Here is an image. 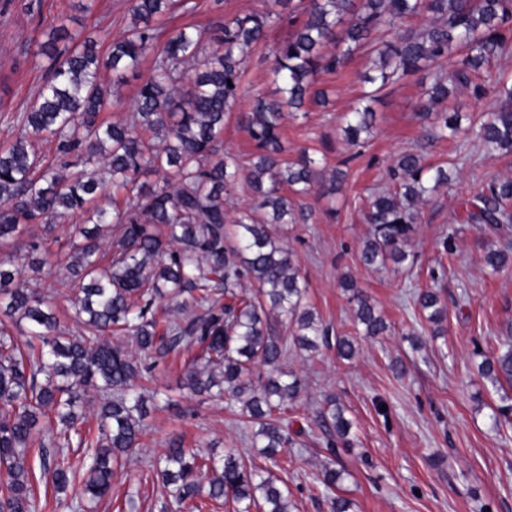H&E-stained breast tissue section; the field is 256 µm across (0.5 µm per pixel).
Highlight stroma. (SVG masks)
Here are the masks:
<instances>
[{"mask_svg":"<svg viewBox=\"0 0 512 512\" xmlns=\"http://www.w3.org/2000/svg\"><path fill=\"white\" fill-rule=\"evenodd\" d=\"M78 5V0H10L0 13V145L22 133L7 117L25 110L41 88L48 60L37 55V45L60 17H70L73 30H104L115 38L132 20L128 0H90L85 12ZM265 8L266 0H182L162 25L170 31L205 27ZM291 32L288 25L273 27L266 46L249 49L241 108H248L253 96H273L270 49ZM367 63L358 52L338 72L320 74L328 105H308L306 117L288 114L281 122L285 160L305 148L326 173H346L335 194L304 197L307 221L286 225L281 241L308 282V302L323 327L343 334L352 330V305L339 286L347 275L390 329L360 339L349 361L338 357L332 343L313 352L289 347L286 367L304 389L283 418L290 431L308 424L312 433L280 455L271 475L288 490L289 512H331L330 498L316 481L326 440L316 418L324 395L331 394L353 422L349 443L335 459L343 472L337 493L350 500V512H512V417L493 429L500 395L477 371L480 354H496L512 331V268L491 272L484 262L490 236L453 222L462 198L491 180L512 177V156L485 155L462 134L423 140L419 106L430 80L422 73L382 91L373 104L376 121L365 148L349 146L340 117L365 88ZM410 149L423 153L427 163L448 167L455 180L423 206L408 263L365 268L358 261L370 232L365 201L387 183L393 159ZM451 230L454 249L440 255L439 243ZM439 260L445 273L435 278L431 271ZM419 288L442 295L447 307L442 335L413 318L410 302ZM398 360L404 373L392 368ZM184 361L180 354L155 363L146 386L157 397L140 450L115 470L110 494L87 512H166L151 465L171 439L218 456L229 448L252 454L251 427L239 408L183 389Z\"/></svg>","mask_w":512,"mask_h":512,"instance_id":"stroma-1","label":"stroma"}]
</instances>
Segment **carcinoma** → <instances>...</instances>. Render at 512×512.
I'll list each match as a JSON object with an SVG mask.
<instances>
[{"mask_svg":"<svg viewBox=\"0 0 512 512\" xmlns=\"http://www.w3.org/2000/svg\"><path fill=\"white\" fill-rule=\"evenodd\" d=\"M176 0H130L133 22L117 39L96 31L73 36L65 21L51 27L37 55L49 59L37 99L13 120L25 134L0 147V297L4 314L28 323L25 339L0 325V512H39L40 498L28 463V448H42L43 472L64 491L81 480V497L101 498L112 485L113 465L139 448L147 414L149 366L112 341L134 336L150 357L190 352L183 384L192 393L229 397L256 426L252 444L275 465L295 442L276 416L301 395V378L281 367L288 344L314 350L326 330L305 305L307 281L292 253L280 243L281 226L307 220L299 197L315 189L336 193L323 169L302 150L282 158L280 120L307 104L325 103L318 75L336 72L362 50L369 57L365 81L373 89L343 117L346 141L363 144L375 112V94L420 72L431 78L424 119L434 118L433 136L461 130L458 111L436 110L459 89L479 98L491 87L494 106L466 128L490 156L512 154V78L492 76L491 62L512 51V0H269L265 11L236 16L205 29L169 32L157 21ZM429 15L416 28L411 20ZM287 23L293 33L272 49L276 99L257 96L237 122L254 142L253 161L243 166L220 148L224 122L237 112L245 72V50L266 44L270 28ZM461 58L445 68L457 53ZM154 65L140 71L142 60ZM111 73L109 81L101 72ZM139 80L131 121L108 122L101 114L112 91L129 77ZM54 145L55 159L36 152L31 141ZM144 172L162 173L153 184ZM393 185L372 193L365 213L372 232L359 260L373 268L408 259L406 247L420 209L448 171L425 163L416 150L399 154L389 167ZM245 184L252 200L226 224L224 196ZM78 216L70 235L74 250L53 251L43 240L26 239L30 224ZM454 221L504 239L512 234V178L493 180L461 199ZM485 264L498 272L512 265V250L489 249ZM44 273L75 290V318L81 333L65 335L53 308L54 294L40 286L19 288L24 269ZM247 280L252 290H240ZM341 287L355 303L354 333L336 337V350L349 360L357 337L380 336L388 325L353 281ZM224 295L219 306L214 296ZM175 299L163 321L156 303ZM413 303L435 327L445 318L436 289L420 290ZM204 309L185 314L188 305ZM266 367V374L258 369ZM494 387L512 388V336L498 353L478 364ZM92 391H108L100 405L97 435L83 430ZM53 416L45 425L40 418ZM320 421L325 451L336 457L337 440H347L352 422L333 397ZM85 448L76 466L65 449ZM268 468L230 450L224 458L169 442L158 476L170 512L185 504L202 512L206 502L232 512H288V491L265 475ZM342 471L325 465L318 480L336 489Z\"/></svg>","mask_w":512,"mask_h":512,"instance_id":"obj_1","label":"carcinoma"}]
</instances>
